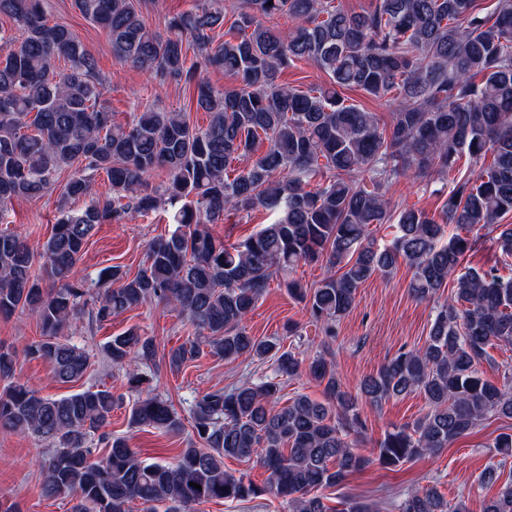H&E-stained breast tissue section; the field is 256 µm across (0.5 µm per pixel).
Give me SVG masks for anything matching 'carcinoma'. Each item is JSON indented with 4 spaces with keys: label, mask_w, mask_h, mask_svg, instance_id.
<instances>
[{
    "label": "carcinoma",
    "mask_w": 512,
    "mask_h": 512,
    "mask_svg": "<svg viewBox=\"0 0 512 512\" xmlns=\"http://www.w3.org/2000/svg\"><path fill=\"white\" fill-rule=\"evenodd\" d=\"M220 0L171 17L168 34L153 32L136 0H73L107 31L112 56L162 81L194 87L206 127L183 111L147 106L127 124L102 103L97 60L65 24L48 22L43 0H0L17 42L0 37V210L35 199L69 172L64 209L51 236L35 250L18 233L0 230V315L28 314L42 336L25 353L53 368L62 382L81 377L85 348L63 336L70 319L87 313L102 325L147 302L179 310L192 337L159 353L149 336L130 328L111 337L103 358L122 367L131 387L147 371L180 372L204 354L235 361L271 360L257 380L197 395L190 407L195 438L173 462L142 460L126 440L107 431L122 398L108 388L47 399L14 380V353L0 349V429L34 435L51 447L38 461L48 495L73 494L72 512H193L214 500L249 502L272 495L291 512H376L355 498L328 506L314 489L338 486L371 462L390 468L435 454L489 416L512 418V387L483 377L489 350L512 349V276L461 269L477 226L498 232L512 255V0L485 14L477 0H371L348 11L335 0H241L225 25ZM286 16L283 32L268 21ZM224 29V40H216ZM240 79L215 88L188 61V52ZM63 58L58 69L54 60ZM301 60L315 62L330 87L303 91L278 81ZM356 89L389 102L388 118L346 103ZM267 141L266 149L258 144ZM481 167L475 181L457 183L441 211L391 208L392 179L414 171L448 179L468 156ZM246 162L243 168L238 162ZM167 180L149 188L148 175ZM105 175L110 192L99 194ZM87 198L81 211L67 208ZM171 208L174 231L147 246L144 266L129 277L116 265L97 277L74 272L98 225ZM279 214L236 245L206 228L240 210ZM395 228L380 249L369 228ZM458 232L445 237V227ZM325 261L318 286L295 278L302 264ZM411 272L409 292L434 302L424 344L402 349L357 391L346 388L334 362L309 364L276 338L259 339L244 326L278 274L288 295L334 335L358 289L400 265ZM452 285L448 298L440 289ZM306 374L324 400L299 394L281 403V378ZM419 393L427 412L395 425L369 454L350 436L361 433L359 401L380 406ZM134 427L165 434L184 430L167 400L147 390L130 410ZM254 461L268 472L258 486L224 469V459ZM200 488L190 486V483ZM399 512H467L434 487L407 493ZM483 512H512V481Z\"/></svg>",
    "instance_id": "obj_1"
}]
</instances>
